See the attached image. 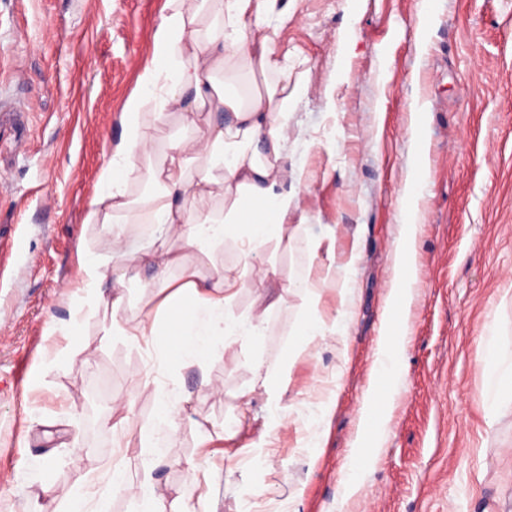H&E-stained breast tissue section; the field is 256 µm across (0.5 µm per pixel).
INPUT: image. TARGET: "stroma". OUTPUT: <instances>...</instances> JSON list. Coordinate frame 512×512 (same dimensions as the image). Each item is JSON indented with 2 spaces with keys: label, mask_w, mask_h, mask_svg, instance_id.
Returning a JSON list of instances; mask_svg holds the SVG:
<instances>
[{
  "label": "stroma",
  "mask_w": 512,
  "mask_h": 512,
  "mask_svg": "<svg viewBox=\"0 0 512 512\" xmlns=\"http://www.w3.org/2000/svg\"><path fill=\"white\" fill-rule=\"evenodd\" d=\"M166 0H0V512H64L79 475L122 462L168 490V512H512V400L488 420L485 382L512 370V0H289L281 34L308 63L288 163L303 168L289 221L304 230L268 249L273 287L318 275L309 240L336 228V263L352 288L343 337L295 347L296 300L258 339L204 362L166 359L182 401L162 461L136 449L155 391L144 382L152 337L107 335L112 318L151 319L136 278L112 310V284L77 292L79 243L110 235L86 216L121 114L153 53ZM353 28L350 50L342 34ZM422 165L421 220L410 245L413 299L401 398L358 491L343 498L362 397L372 377L394 274L404 178ZM128 236L185 252L189 265L232 268V242L206 255L150 232ZM77 325L86 357L68 353ZM496 325L498 359L478 356ZM284 365L287 424L255 386L257 363ZM131 400L129 422L112 419ZM331 410L313 447L315 420ZM236 431L234 442L224 436Z\"/></svg>",
  "instance_id": "1"
}]
</instances>
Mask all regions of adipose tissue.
Instances as JSON below:
<instances>
[{
    "instance_id": "adipose-tissue-1",
    "label": "adipose tissue",
    "mask_w": 512,
    "mask_h": 512,
    "mask_svg": "<svg viewBox=\"0 0 512 512\" xmlns=\"http://www.w3.org/2000/svg\"><path fill=\"white\" fill-rule=\"evenodd\" d=\"M168 12L154 34L153 56L139 77V89L126 102L122 132L110 149L100 177V189L86 217L90 224L112 227V254L103 256L80 247L85 294H93L111 281L113 311L124 302L121 287L134 268L150 270L148 287L160 302L152 326L130 328L112 319L115 336L159 337L163 352L197 361L218 347L225 349L244 336H260L269 312L297 296L304 320L299 334L305 343L343 335L346 323L325 321L317 315L319 281L311 278L289 284L275 293L265 290L272 269L254 259L271 243L288 239V217L296 202V187L289 181L284 161L290 136L289 117L307 91L302 82L288 85L284 76L304 65L300 54L283 49L281 32L290 18L280 0H217L219 23L199 28L198 17L208 0H167ZM233 70L249 77L278 75L279 83L249 87L216 86L213 75ZM170 112L180 113L196 136L175 140L158 166L141 167L156 137V124ZM207 158L198 166L199 158ZM141 181L150 192L140 221L161 234L182 240L191 249L211 252L233 240L239 249V266L214 267L211 273L187 267L184 256L148 250L129 241L123 229L130 221L131 182ZM181 277H171L172 268ZM260 283L248 313L232 312L237 294L247 282ZM412 280L405 251L396 256V274L390 283L387 306L389 329L375 352L373 379L376 396L368 397L360 434V451L354 452L346 492H353L362 465V448L375 447L385 422L381 406L400 395L406 332L403 311L411 298ZM181 397L176 389L157 390V425L140 430L141 455L159 454V425H172Z\"/></svg>"
}]
</instances>
